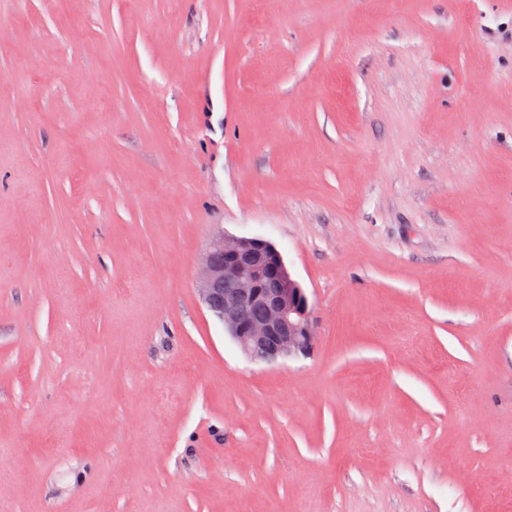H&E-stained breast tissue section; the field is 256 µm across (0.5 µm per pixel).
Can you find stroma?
<instances>
[{
  "label": "stroma",
  "instance_id": "1",
  "mask_svg": "<svg viewBox=\"0 0 512 512\" xmlns=\"http://www.w3.org/2000/svg\"><path fill=\"white\" fill-rule=\"evenodd\" d=\"M0 512H512V0H0ZM196 286L206 309L252 360L273 362L311 353L307 295L271 243L214 234L199 263ZM248 309L259 313L248 317Z\"/></svg>",
  "mask_w": 512,
  "mask_h": 512
}]
</instances>
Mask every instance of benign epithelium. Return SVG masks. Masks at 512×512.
Listing matches in <instances>:
<instances>
[{
  "label": "benign epithelium",
  "instance_id": "1",
  "mask_svg": "<svg viewBox=\"0 0 512 512\" xmlns=\"http://www.w3.org/2000/svg\"><path fill=\"white\" fill-rule=\"evenodd\" d=\"M196 286L206 309L252 360L273 362L311 353L307 295L271 243L214 234L199 263Z\"/></svg>",
  "mask_w": 512,
  "mask_h": 512
}]
</instances>
